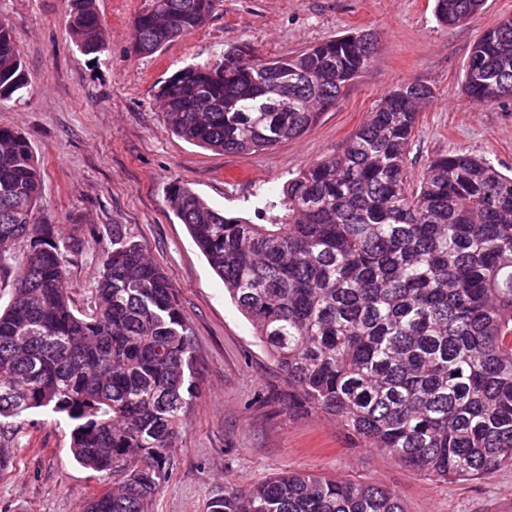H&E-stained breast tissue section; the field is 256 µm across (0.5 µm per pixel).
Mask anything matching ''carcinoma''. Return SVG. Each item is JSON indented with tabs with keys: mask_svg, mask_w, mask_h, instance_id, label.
<instances>
[{
	"mask_svg": "<svg viewBox=\"0 0 512 512\" xmlns=\"http://www.w3.org/2000/svg\"><path fill=\"white\" fill-rule=\"evenodd\" d=\"M215 3L150 0L134 22L137 52L199 29ZM483 3L435 0V19L462 24ZM70 33L83 54L102 51L96 0H72ZM376 48L365 31L271 60L241 46L175 70L157 98L191 144L264 150L314 126ZM26 87L0 21V101ZM462 90L487 104L512 99V15L473 46ZM433 97L419 82L386 95L342 153L288 180L269 224L214 209L187 183H172L167 199L276 364L288 411L333 417L361 447L469 481L512 466V175L449 154L410 187L408 146ZM41 193L29 142L0 127V261L28 242L0 308V434L34 409L66 419L74 461L117 477L84 512H152L167 449L199 395L191 323L125 224L109 228L89 305L75 309L64 258L84 240L35 223ZM210 512L405 510L380 485L284 471L226 485Z\"/></svg>",
	"mask_w": 512,
	"mask_h": 512,
	"instance_id": "carcinoma-1",
	"label": "carcinoma"
}]
</instances>
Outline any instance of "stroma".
Wrapping results in <instances>:
<instances>
[{"instance_id":"35a3bbf8","label":"stroma","mask_w":512,"mask_h":512,"mask_svg":"<svg viewBox=\"0 0 512 512\" xmlns=\"http://www.w3.org/2000/svg\"><path fill=\"white\" fill-rule=\"evenodd\" d=\"M150 0H97L105 30L96 58L69 33V0H0L28 87L0 103V126L24 135L43 171L39 224L80 236L65 264L76 308L87 304L114 224L128 225L166 272L192 328L200 394L167 451V480L152 512H209L225 481L241 485L283 471L339 476L394 490L405 512H512V466L474 481H448L354 447L335 420L293 415L267 399L276 367L184 224L167 189L189 183L212 207L269 223L283 184L308 164L340 153L385 95L420 82L435 97L419 115L407 157L411 184L428 163L470 154L512 172V102L482 104L461 89L464 63L484 31L512 15V0L439 25L434 0H218L199 30L152 55L134 50L136 16ZM366 30L377 51L335 108L299 138L250 153L192 145L165 125L157 84L174 70L249 44L265 58L299 54ZM70 427L41 411L23 415L0 465V512H83L104 487L69 453Z\"/></svg>"}]
</instances>
